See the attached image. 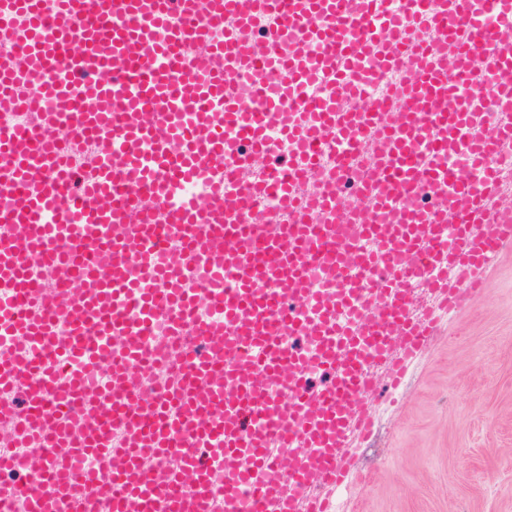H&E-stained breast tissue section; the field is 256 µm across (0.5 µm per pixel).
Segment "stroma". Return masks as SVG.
<instances>
[{
	"label": "stroma",
	"mask_w": 512,
	"mask_h": 512,
	"mask_svg": "<svg viewBox=\"0 0 512 512\" xmlns=\"http://www.w3.org/2000/svg\"><path fill=\"white\" fill-rule=\"evenodd\" d=\"M353 512H512V249L359 449Z\"/></svg>",
	"instance_id": "stroma-1"
}]
</instances>
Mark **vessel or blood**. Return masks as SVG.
Masks as SVG:
<instances>
[{
	"instance_id": "vessel-or-blood-1",
	"label": "vessel or blood",
	"mask_w": 512,
	"mask_h": 512,
	"mask_svg": "<svg viewBox=\"0 0 512 512\" xmlns=\"http://www.w3.org/2000/svg\"><path fill=\"white\" fill-rule=\"evenodd\" d=\"M406 58L389 111H348ZM32 95V126L0 127V446L28 451L21 512H329L379 426V369L405 386L512 248V206L485 218L512 145V0H0V112ZM329 142L370 147L376 180L341 167L335 195H299ZM258 195L300 222L244 220ZM334 212L356 215L349 237ZM159 324L165 364L145 354Z\"/></svg>"
}]
</instances>
